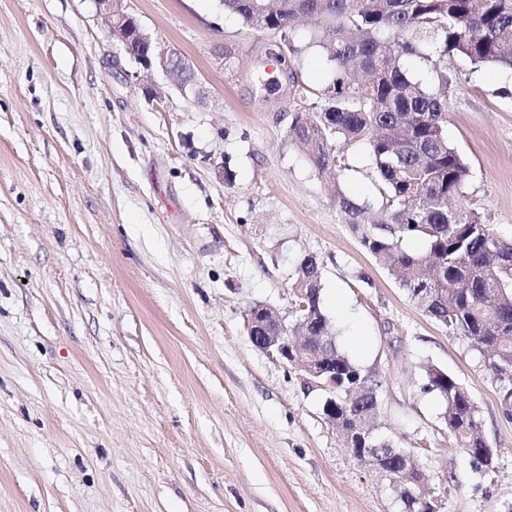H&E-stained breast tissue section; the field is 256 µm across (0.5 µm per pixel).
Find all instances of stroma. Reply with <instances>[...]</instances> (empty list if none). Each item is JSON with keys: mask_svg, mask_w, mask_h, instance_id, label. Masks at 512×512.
Masks as SVG:
<instances>
[{"mask_svg": "<svg viewBox=\"0 0 512 512\" xmlns=\"http://www.w3.org/2000/svg\"><path fill=\"white\" fill-rule=\"evenodd\" d=\"M122 6L190 63L202 99L129 58L94 0H0V512H403L323 391L249 339L252 305L294 323L307 254L338 345L380 382L377 435L416 457L441 512H507L512 416L494 372L336 204L380 211L366 148H344L331 185L287 137L295 86L314 103L332 79L311 26L279 64L219 0ZM403 66L447 76L448 142L470 169L459 203L512 243V71ZM430 365L475 401L490 471L449 434Z\"/></svg>", "mask_w": 512, "mask_h": 512, "instance_id": "35a3bbf8", "label": "stroma"}]
</instances>
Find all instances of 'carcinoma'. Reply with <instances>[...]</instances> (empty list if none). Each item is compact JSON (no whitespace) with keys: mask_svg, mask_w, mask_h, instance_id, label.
<instances>
[{"mask_svg":"<svg viewBox=\"0 0 512 512\" xmlns=\"http://www.w3.org/2000/svg\"><path fill=\"white\" fill-rule=\"evenodd\" d=\"M224 11L250 30L274 35L298 53L289 38L302 17L315 20L328 36L312 43L333 67L316 115L302 104L292 117L288 139L303 148L319 175L336 178L340 149L355 142L367 147L380 185V219L364 220L365 207L346 195L338 207L359 233L363 249L433 320L466 338L495 373L505 413L512 415V244L480 216L456 208L469 167L446 136V87H429L400 65L404 57L424 63L461 57L474 67L512 70V0H222ZM421 238L426 255L405 247ZM322 262L304 256L293 287L296 320L314 336L332 335L321 302ZM304 309H299L300 305ZM314 352L336 359V408L360 384L378 386L374 375L335 345ZM429 389L446 402L444 421L456 444L478 468L489 469L479 449L486 447L478 408L456 377L429 366ZM356 437L374 427L375 416L359 418L363 403L350 402ZM379 466L396 484L404 512H420L412 491L423 480L416 467L401 477L390 445Z\"/></svg>","mask_w":512,"mask_h":512,"instance_id":"cac0c4a2","label":"carcinoma"}]
</instances>
